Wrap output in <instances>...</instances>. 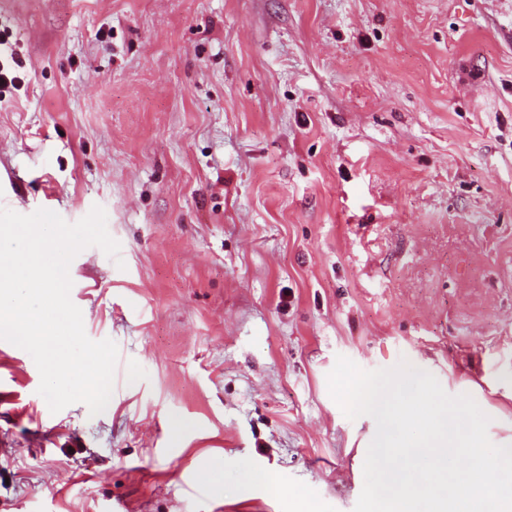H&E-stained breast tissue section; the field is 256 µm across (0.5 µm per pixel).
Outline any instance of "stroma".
I'll use <instances>...</instances> for the list:
<instances>
[{
  "instance_id": "stroma-1",
  "label": "stroma",
  "mask_w": 512,
  "mask_h": 512,
  "mask_svg": "<svg viewBox=\"0 0 512 512\" xmlns=\"http://www.w3.org/2000/svg\"><path fill=\"white\" fill-rule=\"evenodd\" d=\"M15 57L0 209L104 208L70 298L119 357L54 414L0 340V512H354L340 355L512 439V0H0Z\"/></svg>"
}]
</instances>
